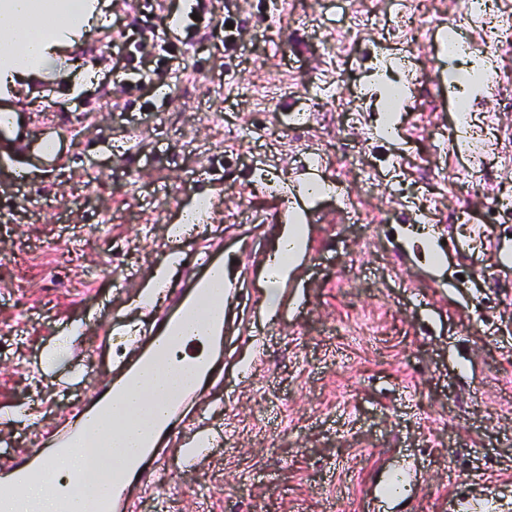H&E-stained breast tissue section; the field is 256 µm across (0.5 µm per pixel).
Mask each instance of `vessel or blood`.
<instances>
[{
    "mask_svg": "<svg viewBox=\"0 0 512 512\" xmlns=\"http://www.w3.org/2000/svg\"><path fill=\"white\" fill-rule=\"evenodd\" d=\"M18 123L16 113L0 114L1 146L21 150L22 145L15 135ZM230 277L229 262L216 254L203 257L199 273L189 289L178 297L168 313L157 320L149 335L137 340L133 361L109 386L92 397L81 417L72 422L51 446L31 449L21 460L0 469V507L18 498L29 476L50 470L58 455L74 440L97 442L99 417L114 412L128 390L141 383L157 368L162 357L176 347L184 354L185 368L193 370L195 376L179 392L166 398L165 416L150 422L139 451L123 462L119 478L113 480L105 499L99 504L100 512H126L132 483L140 478L147 466L161 461L163 439L216 372V353L224 336V299L230 294Z\"/></svg>",
    "mask_w": 512,
    "mask_h": 512,
    "instance_id": "1",
    "label": "vessel or blood"
}]
</instances>
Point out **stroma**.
I'll use <instances>...</instances> for the list:
<instances>
[{
  "mask_svg": "<svg viewBox=\"0 0 512 512\" xmlns=\"http://www.w3.org/2000/svg\"><path fill=\"white\" fill-rule=\"evenodd\" d=\"M276 2L211 0L216 17L241 20L238 50L199 35L140 85L113 73L115 43L144 12L185 36L189 0H107L68 68L10 99L27 149L0 157V459L50 442L171 308L199 252L220 247L237 260L223 368L130 512H512V172L489 162L474 184L456 181L474 158L455 136L448 75L475 56L449 57L440 40L452 25L471 34L455 0H426L429 35L413 43L393 31V0H298L291 15ZM364 7L380 27L336 64L324 40ZM384 57L422 76L392 138L370 88ZM87 65L93 82L73 94ZM318 79L344 84L340 106L314 98ZM277 83L287 94L255 111ZM59 98L66 127L43 110ZM48 139L53 163L38 155ZM315 151L323 163L302 166ZM355 157L375 173L361 215L345 206ZM309 177L338 190L298 197ZM282 191L305 242L272 306ZM424 198L439 265L398 242ZM202 201L204 220L171 243V224ZM174 252L163 295L144 304ZM204 428L210 448L183 467L181 446Z\"/></svg>",
  "mask_w": 512,
  "mask_h": 512,
  "instance_id": "stroma-1",
  "label": "stroma"
}]
</instances>
